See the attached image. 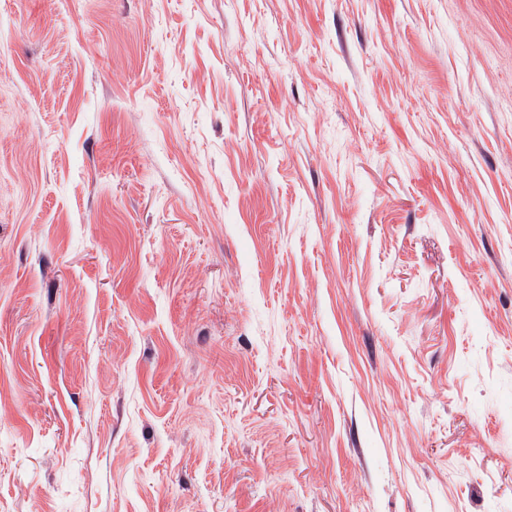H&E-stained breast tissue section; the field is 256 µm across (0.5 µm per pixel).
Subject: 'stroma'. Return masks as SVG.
Instances as JSON below:
<instances>
[{
    "instance_id": "35a3bbf8",
    "label": "stroma",
    "mask_w": 512,
    "mask_h": 512,
    "mask_svg": "<svg viewBox=\"0 0 512 512\" xmlns=\"http://www.w3.org/2000/svg\"><path fill=\"white\" fill-rule=\"evenodd\" d=\"M0 512H512V0H0Z\"/></svg>"
}]
</instances>
